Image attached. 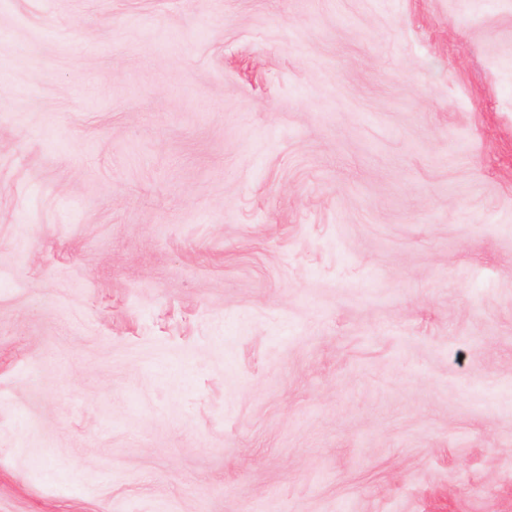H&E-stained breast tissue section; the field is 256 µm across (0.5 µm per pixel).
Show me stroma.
Instances as JSON below:
<instances>
[{
	"label": "stroma",
	"instance_id": "obj_1",
	"mask_svg": "<svg viewBox=\"0 0 512 512\" xmlns=\"http://www.w3.org/2000/svg\"><path fill=\"white\" fill-rule=\"evenodd\" d=\"M0 512H512V0H0Z\"/></svg>",
	"mask_w": 512,
	"mask_h": 512
}]
</instances>
